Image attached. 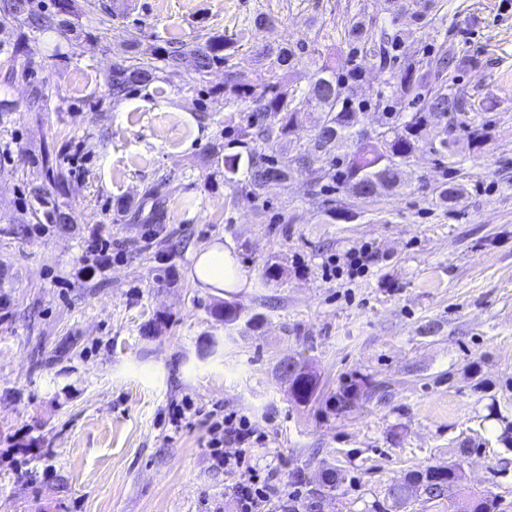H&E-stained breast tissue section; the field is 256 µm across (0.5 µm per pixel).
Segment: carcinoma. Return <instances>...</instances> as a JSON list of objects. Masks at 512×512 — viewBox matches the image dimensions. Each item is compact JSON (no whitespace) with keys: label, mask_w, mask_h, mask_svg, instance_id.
<instances>
[{"label":"carcinoma","mask_w":512,"mask_h":512,"mask_svg":"<svg viewBox=\"0 0 512 512\" xmlns=\"http://www.w3.org/2000/svg\"><path fill=\"white\" fill-rule=\"evenodd\" d=\"M70 0H58L57 11H35L31 0H0L3 20H21L37 30H51L60 24L58 16L69 12ZM429 8L420 0H384L380 12L369 14L361 9L350 16L343 27L344 43L355 53H370L379 67L394 69L397 51L401 46L398 24L409 14L415 20L425 19ZM231 43L223 37H212L203 46L173 45L164 51V61L177 70L184 58L195 60L197 72L205 73L214 64L225 65L224 94L233 101L247 104L241 118L244 125L224 123L225 147L231 152H214L215 163H223L224 180L232 182L241 168H246L245 186L256 198L276 179H289L293 175H306L310 186L322 191L367 199L392 191L412 178L408 171L412 158L426 149L439 160L448 158L451 140L438 142L429 139L428 129L443 120L464 113L466 101L456 89L443 79L445 72L455 63L454 56L442 51L430 59L427 66L412 59L393 74L389 85L390 96L409 101L417 106L412 112H382L381 135L366 139L356 129L354 114L366 110L367 104L346 94L359 80V74L340 71L338 60L322 59L313 73L308 87L301 93H288L280 78L273 74L262 86L255 88L240 81L237 65L230 64L234 53ZM257 57L268 60L284 71L296 66L299 56L288 44L270 45ZM154 78L150 67H131L124 64L112 68L109 83L112 95L122 96L132 83H148ZM314 115L313 135L308 148L297 154L296 167L284 168L269 152L273 141L289 138L301 129L306 116ZM435 202L444 206L459 203L462 189L443 183L433 190ZM224 323L240 319L237 303L226 301L215 309ZM279 369L288 377L293 398L308 402L316 391L313 374L300 361L288 358L280 362ZM459 468L450 466L438 475L427 468L407 474L402 482L389 488L388 495L396 504L405 503L418 490L431 498L454 497L460 492ZM341 477L335 469L323 472L317 490H295L288 500V512H320L318 501L335 497ZM462 512H498L497 498L488 494H471L465 498Z\"/></svg>","instance_id":"1"}]
</instances>
